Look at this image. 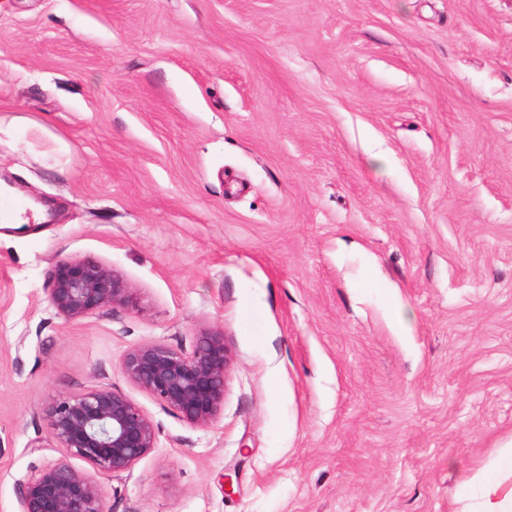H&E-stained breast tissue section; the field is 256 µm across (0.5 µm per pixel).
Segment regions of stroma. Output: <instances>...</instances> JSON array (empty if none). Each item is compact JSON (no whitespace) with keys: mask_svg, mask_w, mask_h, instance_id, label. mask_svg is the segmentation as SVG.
Here are the masks:
<instances>
[{"mask_svg":"<svg viewBox=\"0 0 512 512\" xmlns=\"http://www.w3.org/2000/svg\"><path fill=\"white\" fill-rule=\"evenodd\" d=\"M0 512L108 384L157 446L107 512H462L512 441V0H0ZM92 257L137 308L46 288ZM232 361L188 424L127 350ZM48 287L49 303L57 315L68 321L116 307L137 306L128 283L97 259L58 261Z\"/></svg>","mask_w":512,"mask_h":512,"instance_id":"stroma-1","label":"stroma"}]
</instances>
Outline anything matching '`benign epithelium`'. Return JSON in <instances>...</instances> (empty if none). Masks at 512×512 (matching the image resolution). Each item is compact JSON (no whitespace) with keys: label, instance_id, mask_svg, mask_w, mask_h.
<instances>
[{"label":"benign epithelium","instance_id":"benign-epithelium-1","mask_svg":"<svg viewBox=\"0 0 512 512\" xmlns=\"http://www.w3.org/2000/svg\"><path fill=\"white\" fill-rule=\"evenodd\" d=\"M47 292L56 314L68 321L136 307L128 283L92 258L58 261ZM229 365L224 337L203 331L189 353L160 342L135 346L124 354L120 370L185 422L207 426L224 410ZM46 416L50 437L67 458L43 466L20 484L19 512H106L101 484L71 459L114 477L130 471L157 444L150 417L110 385L60 398L47 406Z\"/></svg>","mask_w":512,"mask_h":512}]
</instances>
